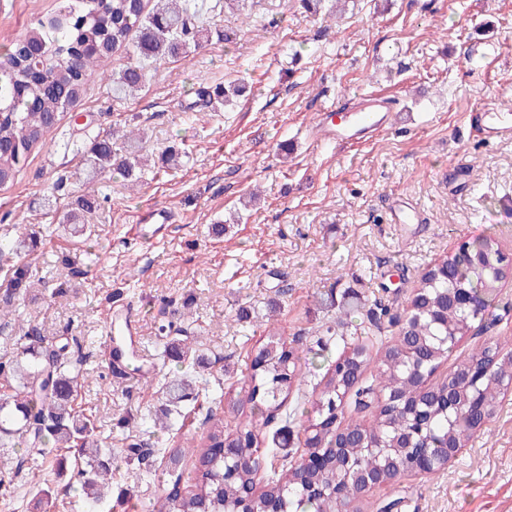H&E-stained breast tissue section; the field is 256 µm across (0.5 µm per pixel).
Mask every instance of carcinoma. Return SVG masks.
Here are the masks:
<instances>
[{"mask_svg": "<svg viewBox=\"0 0 512 512\" xmlns=\"http://www.w3.org/2000/svg\"><path fill=\"white\" fill-rule=\"evenodd\" d=\"M199 5L195 0H156L147 9L145 0H62L57 14L36 21L0 58V185L15 177L26 164L34 146L53 129L60 112L78 98L94 76L107 74L112 55L122 50L129 62L112 75V92L123 97L146 81L144 61L176 57L199 45ZM138 134L128 130L96 134L83 151V164L92 176L120 171L125 180L141 179L139 156L129 151ZM98 206L91 194L77 196L68 204L62 223L74 224ZM36 233L14 224L0 237V268L8 278L0 284V322L13 314L20 297L31 286L32 270L19 261L18 252ZM472 260L462 266L453 255L428 265L420 274L410 299L411 318L394 336L378 360V387L399 403H414L423 411L424 439L413 448H402L397 435L409 420L404 410L386 404L366 426L330 419L338 395L360 384L371 361L364 347L352 355L358 363L335 365L321 397L313 402L310 423L321 426L311 432L309 443L321 454L333 444L342 454L331 456L330 465L314 471L306 481L296 480L295 468L281 471L267 482L266 490L254 496L253 512H265L271 500L283 512H356L352 503L363 492L357 470L385 476L408 472L420 453L443 454L462 448L498 412L503 386L512 382V351L485 348L464 359L448 379L427 389L418 370L436 368L451 347L466 335L474 320L468 306L453 298L462 290H473L486 298L496 296L499 283L509 270L504 255L485 240L471 250ZM27 343L15 359L0 362V376L18 382L17 392L0 398V446L11 448L19 440L28 454H42L48 440L77 446L82 466L67 468V459H55V474L77 482L93 502L105 496L112 471L119 459L110 448L93 440V428L80 419L74 406L80 369L69 361L65 347L44 345V332L28 331ZM261 350L264 362L252 369L247 400L260 412L280 407L278 397L289 392L296 377L294 350L281 336H268ZM482 368L474 386H464L455 401L448 399V386L469 367ZM192 381L176 378L165 387L167 415L181 414L180 403L191 395ZM211 429L197 449L196 478L192 489L181 487L183 472L178 461L170 462L171 488L151 512H233L234 506L255 485V471L244 467L224 477V455L211 452L227 446L231 460L247 459L258 450L256 426L239 424L224 432L223 420L209 414Z\"/></svg>", "mask_w": 512, "mask_h": 512, "instance_id": "1", "label": "carcinoma"}]
</instances>
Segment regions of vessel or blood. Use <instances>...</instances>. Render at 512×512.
Segmentation results:
<instances>
[{
	"instance_id": "1",
	"label": "vessel or blood",
	"mask_w": 512,
	"mask_h": 512,
	"mask_svg": "<svg viewBox=\"0 0 512 512\" xmlns=\"http://www.w3.org/2000/svg\"><path fill=\"white\" fill-rule=\"evenodd\" d=\"M390 112L389 104L374 95L353 106L334 105L319 113L316 136L339 146L361 144L385 128ZM471 124L489 140L512 134V125L498 112H473Z\"/></svg>"
}]
</instances>
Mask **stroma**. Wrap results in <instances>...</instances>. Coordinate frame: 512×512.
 Listing matches in <instances>:
<instances>
[{
    "mask_svg": "<svg viewBox=\"0 0 512 512\" xmlns=\"http://www.w3.org/2000/svg\"><path fill=\"white\" fill-rule=\"evenodd\" d=\"M210 36L175 58L147 63L145 84L117 99L91 79L61 112L13 182L0 186V229L33 225L22 256L35 277L21 319L0 330V358L15 355L32 327L76 338L83 414L102 444L122 453L112 494L89 509L83 493L59 492L40 512H147L168 475L164 461L184 442L200 444L221 394L248 388L266 333L295 347L299 388L273 417L252 408L224 424L253 421L265 464H296L307 417L336 361L357 345L389 339L402 323L422 270L464 241L488 239L512 256V135L488 142L471 126L478 109L512 110V0H198ZM61 0H0V55ZM242 81L232 106L204 96ZM384 93L388 128L348 147L315 140L316 115L333 104ZM135 126L145 175L131 186L116 173L87 180L79 161L90 136ZM179 155L164 162L168 147ZM95 194L84 236L58 225L72 197ZM420 213L393 221L396 200ZM176 217L165 237L132 240L129 225L151 208ZM223 233H216V223ZM359 298L364 312L345 317ZM142 313L133 357L111 371L105 323L114 300ZM382 303L391 317L374 321ZM192 336L206 368L181 429L156 430L162 389L178 370L167 335ZM512 348V277L432 377L441 382L487 346ZM58 448L24 457L0 447V512H31L33 483L55 485ZM74 457V449L63 451ZM399 512H512V395L447 469L402 476L364 492L360 512L389 501Z\"/></svg>",
    "mask_w": 512,
    "mask_h": 512,
    "instance_id": "1",
    "label": "stroma"
}]
</instances>
